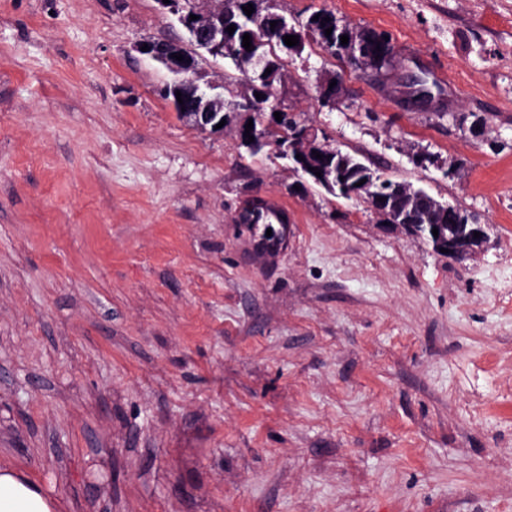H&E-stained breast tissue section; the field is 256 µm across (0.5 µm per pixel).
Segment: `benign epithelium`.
<instances>
[{
  "label": "benign epithelium",
  "instance_id": "7a95c632",
  "mask_svg": "<svg viewBox=\"0 0 512 512\" xmlns=\"http://www.w3.org/2000/svg\"><path fill=\"white\" fill-rule=\"evenodd\" d=\"M205 2L207 0H171L165 4L163 0H156L161 9L177 17V21L193 34L197 47L190 49L179 43L158 44L151 41L147 43L149 51L146 55L153 60L163 57L166 69L172 75V81L165 89L166 95L174 97L179 91L183 99L181 103L176 99L173 100L175 109L179 112L193 113L196 124L213 129L221 120L228 117L224 102V84L208 83L204 87L201 86L198 78L197 57L200 56L201 49H206L210 53L224 50V17L239 0H226L224 7L210 9L203 6ZM192 15L198 16V19H190ZM314 33L315 24L312 22L286 25L281 35L297 36L298 44L288 46L283 43L281 50L287 55H301ZM341 34L348 36L347 44H341L340 39L331 35L320 40L322 50L332 57L370 68L379 79L387 81V73L397 64V52L392 40L385 39V33L377 31L373 40L366 43L346 24L343 25ZM251 43L252 47L249 51L242 46L234 49L238 69L244 74L247 86L254 87L260 83L267 94H283L288 89V70L281 68L274 74H265L267 55L271 53L269 42L257 35L251 39ZM174 53L183 55L184 60L178 61L173 58ZM416 78L415 72H409L400 77L394 88L398 99L411 109L425 111L436 109L440 95L416 86ZM333 81L336 82L334 87L330 86ZM341 84L342 78L335 74L322 78L320 81L322 98L329 103L335 102L337 86ZM264 108L263 100L246 95L242 101L233 103L232 110L247 112L253 116L264 111ZM281 117L280 121L272 119L264 122L260 128L250 130V135L254 136V143L264 144L269 141L267 133H278L277 153L293 163L294 172L306 175L314 184L333 196L357 195L359 193L357 186L339 183L336 180V167L329 165V159L333 154L339 153V149L318 143L313 130L303 128L299 124H292L290 111L283 110ZM314 150L320 153L322 158H316L312 154ZM298 154L302 155V158H296ZM317 171L321 172V176L315 175ZM371 197L372 209L377 218L382 222L396 223L392 211L380 201L381 194L373 192ZM435 228L438 229V236H428L434 248L437 250L444 248L453 254L460 253L461 247L445 235L443 225H428L430 231Z\"/></svg>",
  "mask_w": 512,
  "mask_h": 512
}]
</instances>
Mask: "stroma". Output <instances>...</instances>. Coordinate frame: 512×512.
<instances>
[{"label": "stroma", "mask_w": 512, "mask_h": 512, "mask_svg": "<svg viewBox=\"0 0 512 512\" xmlns=\"http://www.w3.org/2000/svg\"><path fill=\"white\" fill-rule=\"evenodd\" d=\"M278 7L447 74L420 111L318 45L285 59L298 121L487 246L289 192L275 146L181 119L135 49L186 39L155 0H0V463L59 512H512V0ZM261 197L288 208L267 253L238 220Z\"/></svg>", "instance_id": "1"}]
</instances>
